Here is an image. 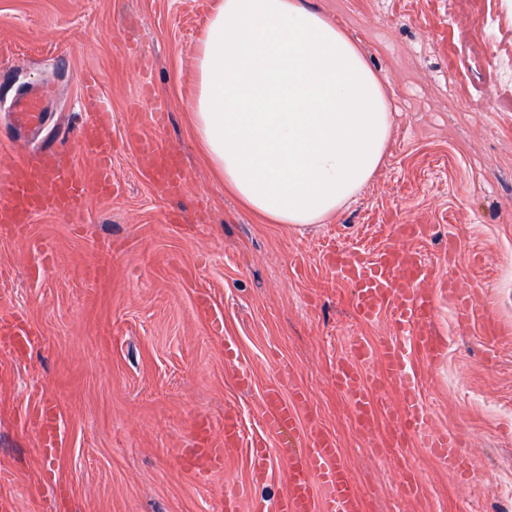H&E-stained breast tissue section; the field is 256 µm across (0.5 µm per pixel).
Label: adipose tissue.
<instances>
[{
  "instance_id": "ef3b65f1",
  "label": "adipose tissue",
  "mask_w": 512,
  "mask_h": 512,
  "mask_svg": "<svg viewBox=\"0 0 512 512\" xmlns=\"http://www.w3.org/2000/svg\"><path fill=\"white\" fill-rule=\"evenodd\" d=\"M196 70L197 137L268 223H322L379 170L393 128L386 82L306 0H220Z\"/></svg>"
}]
</instances>
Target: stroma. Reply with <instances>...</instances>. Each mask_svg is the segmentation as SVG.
<instances>
[{
  "label": "stroma",
  "instance_id": "35a3bbf8",
  "mask_svg": "<svg viewBox=\"0 0 512 512\" xmlns=\"http://www.w3.org/2000/svg\"><path fill=\"white\" fill-rule=\"evenodd\" d=\"M307 2L387 78L395 128L379 174L355 199L323 223L293 227L244 208L195 134V53L217 0H0V137L14 135V155L62 141L94 179L95 159L70 135L101 106L112 112L114 145L115 189L90 194L81 223L41 214L24 234L0 230V295L33 336L22 357L0 344V498L15 512H48L57 481L70 488L64 512H220L230 490L273 506L288 490L287 457L274 455L269 479L255 483L245 452L209 475L181 454L198 421L221 430L228 410L244 440L257 437V400L283 369L334 437L365 512L512 503V86L496 80L499 58L512 54V0ZM46 86L47 121L13 130L12 99ZM144 133L181 155L191 173L181 196H159L140 175ZM399 221L435 225L417 247L437 280L475 287L466 322L435 297L441 361L411 356L431 428L457 435L473 462L465 476L415 438L384 447L402 405L378 359L363 369L381 379L372 430L358 427L334 380L354 339L376 347L396 329L388 314L357 315L354 288L322 250L333 242L373 257ZM102 265L109 274L96 277ZM200 292L211 313L197 309ZM243 371L247 390L236 382ZM44 397L58 414L59 451L48 457L27 417ZM408 469L418 476L410 494Z\"/></svg>",
  "mask_w": 512,
  "mask_h": 512
}]
</instances>
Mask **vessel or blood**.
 Returning <instances> with one entry per match:
<instances>
[{
	"label": "vessel or blood",
	"mask_w": 512,
	"mask_h": 512,
	"mask_svg": "<svg viewBox=\"0 0 512 512\" xmlns=\"http://www.w3.org/2000/svg\"><path fill=\"white\" fill-rule=\"evenodd\" d=\"M17 123L23 127L41 124L45 115L44 97L21 95L14 108ZM77 140L82 149L100 164L95 183L62 159L57 145L42 146L35 156L14 161L0 176V229L23 234L27 224L42 213L77 221L83 214L89 192L105 196L112 191V178L107 167L112 158V114L96 111L93 120L81 128ZM138 169L143 177L163 194L181 195L188 181L179 154L161 147L148 135L142 136L137 150ZM427 224H398L394 227V246L378 252L374 258L331 247L327 255L342 279L356 288L355 308L366 321L389 313L396 336L372 348L356 341L351 359L338 365L336 385L347 398L356 423L370 428L376 414L371 397L372 382L362 373L364 363L379 356L386 371L396 382L404 408L402 419L388 435L386 447L403 446L407 436H417L424 447L449 471L469 472L471 462L462 451L456 435L429 427V414L419 391L418 379L410 367L413 350L434 353L438 345L433 337L430 318L433 305L432 269L423 254L413 249V242L426 238ZM449 301L459 305L461 318H468L473 304L472 289L467 283L449 279L444 289ZM11 301L0 297V334L11 337L16 353H24L31 340L20 318L9 314ZM287 375H279L265 388L257 415L261 433L252 441H244L236 413L224 415V431L212 434L210 428L198 429L196 447L187 449L185 459L190 469L216 473L223 469L224 458L238 448L248 447L253 480L271 475L273 450L270 439L288 430L301 445L289 449L291 481L287 493L277 502L275 512H363L362 500L350 483L349 474L340 461L336 442L321 422L311 413L304 391L286 389ZM33 418L38 422L44 444L42 454L57 453V413L54 406L35 404Z\"/></svg>",
	"instance_id": "obj_1"
}]
</instances>
